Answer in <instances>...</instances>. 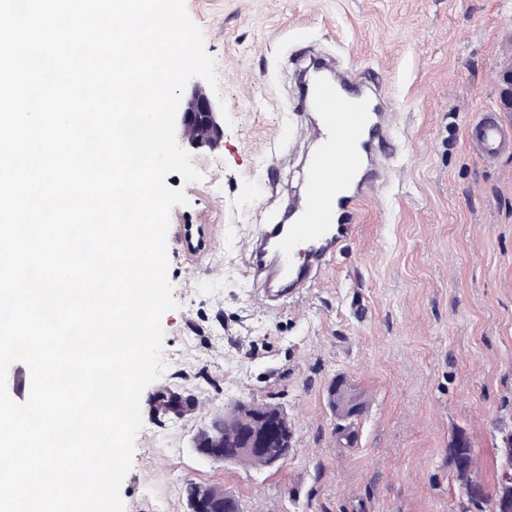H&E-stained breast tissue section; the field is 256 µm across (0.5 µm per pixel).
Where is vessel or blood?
Masks as SVG:
<instances>
[{
  "instance_id": "b4317fda",
  "label": "vessel or blood",
  "mask_w": 512,
  "mask_h": 512,
  "mask_svg": "<svg viewBox=\"0 0 512 512\" xmlns=\"http://www.w3.org/2000/svg\"><path fill=\"white\" fill-rule=\"evenodd\" d=\"M298 115H313L317 148L306 162L304 191L284 218L259 225L247 240V285L271 307L320 280L356 232L362 203L389 181L397 126L370 71L318 62L301 85ZM471 150L486 162L512 152V125L487 111L468 127Z\"/></svg>"
}]
</instances>
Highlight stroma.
I'll use <instances>...</instances> for the list:
<instances>
[{
    "label": "stroma",
    "instance_id": "1",
    "mask_svg": "<svg viewBox=\"0 0 512 512\" xmlns=\"http://www.w3.org/2000/svg\"><path fill=\"white\" fill-rule=\"evenodd\" d=\"M234 120L191 150L167 235L178 302L162 317L167 368L141 395L125 512H188L194 484L244 512H459L448 459L469 438L486 491L512 426V154L487 163L467 122L499 104L512 60V0H185ZM311 46L376 68L402 132L401 162L365 201L354 239L301 296L267 308L243 277L244 245L276 219L272 187L301 189L306 126L289 122L293 59ZM344 377L366 408L354 445L329 391ZM194 411L158 414L160 390ZM238 402L278 406L287 458L243 467L200 455L197 432Z\"/></svg>",
    "mask_w": 512,
    "mask_h": 512
}]
</instances>
